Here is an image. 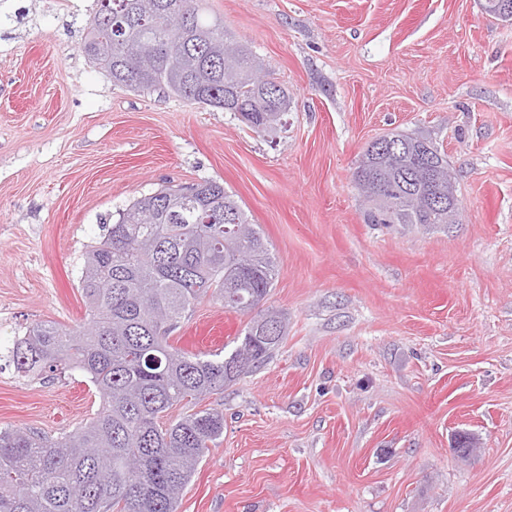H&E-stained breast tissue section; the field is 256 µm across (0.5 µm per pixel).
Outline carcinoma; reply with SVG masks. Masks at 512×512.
<instances>
[{
	"label": "carcinoma",
	"mask_w": 512,
	"mask_h": 512,
	"mask_svg": "<svg viewBox=\"0 0 512 512\" xmlns=\"http://www.w3.org/2000/svg\"><path fill=\"white\" fill-rule=\"evenodd\" d=\"M117 14L99 10L83 50L112 82L134 90H169L198 104L236 112L260 133L288 108L257 97L253 71L278 83L242 44L200 11V0H122ZM188 24L169 30L168 12ZM449 170L447 156L422 135H384L365 149L358 169L370 224L448 223V187L424 177V158ZM250 258L237 266L239 256ZM279 261L260 227L234 195L212 181L164 187L119 213L86 253L79 288L85 322L32 325L13 343L10 362L22 376L77 370L101 401L85 426L51 439L0 429V512H177L179 494L210 445L224 434V413L193 412L163 428L162 414L224 391L269 359L287 323L262 308ZM250 316L228 354L206 358L168 342L203 298Z\"/></svg>",
	"instance_id": "carcinoma-1"
}]
</instances>
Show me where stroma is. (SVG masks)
Wrapping results in <instances>:
<instances>
[{
	"label": "stroma",
	"instance_id": "35a3bbf8",
	"mask_svg": "<svg viewBox=\"0 0 512 512\" xmlns=\"http://www.w3.org/2000/svg\"><path fill=\"white\" fill-rule=\"evenodd\" d=\"M205 7L287 89L275 129L114 83L82 50L98 0H0V350L82 322L101 225L214 181L276 253L265 305L288 328L199 402L224 434L178 512H512V23L477 0ZM391 132L446 154L459 223H366L353 173ZM246 324L207 297L169 342L203 356ZM99 408L80 372L22 378L0 358V429L57 438Z\"/></svg>",
	"mask_w": 512,
	"mask_h": 512
}]
</instances>
